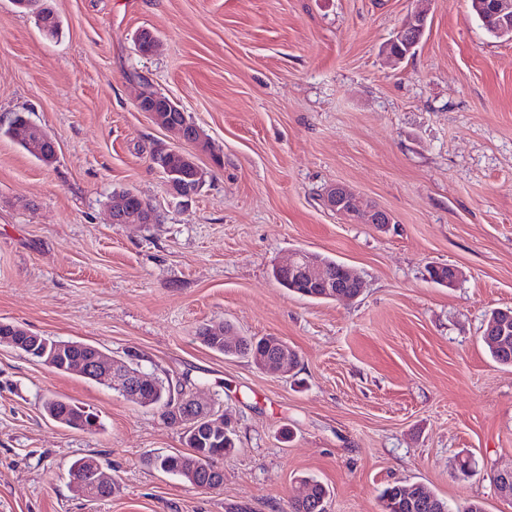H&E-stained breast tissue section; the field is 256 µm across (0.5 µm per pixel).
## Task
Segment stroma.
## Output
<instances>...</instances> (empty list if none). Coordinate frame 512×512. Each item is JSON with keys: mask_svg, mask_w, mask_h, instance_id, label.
<instances>
[{"mask_svg": "<svg viewBox=\"0 0 512 512\" xmlns=\"http://www.w3.org/2000/svg\"><path fill=\"white\" fill-rule=\"evenodd\" d=\"M60 19L0 0V115L58 144L43 164L0 137V322L137 353L187 379L230 417L235 450L217 490L146 465L184 450L183 427L94 381L0 343V512H291L298 478L328 512H381L394 479L425 484L451 512H512L494 485L512 464V367L481 340L512 307V40L469 0H40ZM426 13L413 54L384 45ZM160 40L140 55L142 30ZM203 130L206 178L176 203L150 151L174 145L140 112L141 80ZM342 183L389 212L381 228L322 200ZM132 190L156 224H114ZM307 250L353 267L354 301L282 288L276 262ZM462 277L451 288L427 269ZM273 335L297 353L283 377L209 350L199 327ZM58 395L89 408L84 431L49 417ZM97 457L118 484L89 501L68 472ZM471 461L469 476L457 470Z\"/></svg>", "mask_w": 512, "mask_h": 512, "instance_id": "35a3bbf8", "label": "stroma"}]
</instances>
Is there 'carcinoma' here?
<instances>
[{"label":"carcinoma","mask_w":512,"mask_h":512,"mask_svg":"<svg viewBox=\"0 0 512 512\" xmlns=\"http://www.w3.org/2000/svg\"><path fill=\"white\" fill-rule=\"evenodd\" d=\"M38 24L48 38L59 34L61 21L51 11L46 10L37 15ZM167 168L179 174V179L190 183L196 174L197 164L192 156L182 152L166 154ZM230 325L224 322L207 324L198 331L200 343L216 353H224V331ZM493 360L501 365H512V340L499 339L497 336H482ZM284 341L277 336H244L241 339L237 356L249 359L265 371L274 369L273 362ZM141 399L137 401L142 407L158 408L167 423L175 424V417L168 411L171 396L174 393L191 394L189 381L161 378L156 374H147ZM43 411L57 422L84 429L91 424L92 411L85 410L71 401L56 396L42 400ZM184 442L188 451L185 453L161 454L150 456L147 464L165 473L177 475L198 488H215L224 484V470L219 462L224 455L234 451V432L229 427L213 430L202 427L198 431L184 433ZM328 490L319 481L311 477L299 479L296 493L291 499L292 512H314L316 505L327 500ZM382 512H449L448 503L440 499L429 488H424L416 497H405L399 489V482L388 485L380 495Z\"/></svg>","instance_id":"1"}]
</instances>
